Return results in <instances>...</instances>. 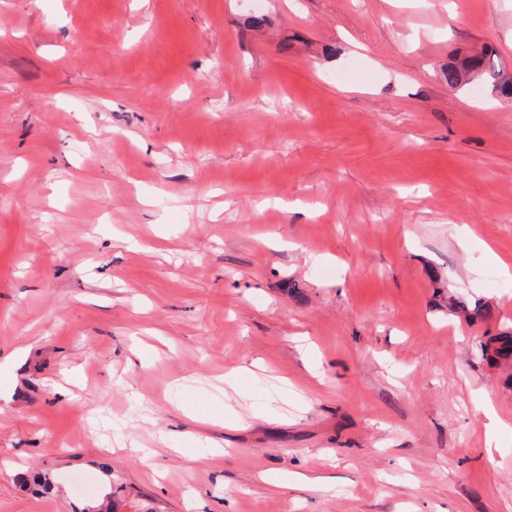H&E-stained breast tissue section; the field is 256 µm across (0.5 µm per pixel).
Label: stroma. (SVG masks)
<instances>
[{"instance_id": "1", "label": "stroma", "mask_w": 512, "mask_h": 512, "mask_svg": "<svg viewBox=\"0 0 512 512\" xmlns=\"http://www.w3.org/2000/svg\"><path fill=\"white\" fill-rule=\"evenodd\" d=\"M486 48L512 0H0V512H512ZM493 51H485L481 56H470L460 62V66L448 69L449 84H457L462 79V71L474 72L479 75V82L490 87L492 91L500 92L503 96H512V78L499 66L493 57Z\"/></svg>"}]
</instances>
